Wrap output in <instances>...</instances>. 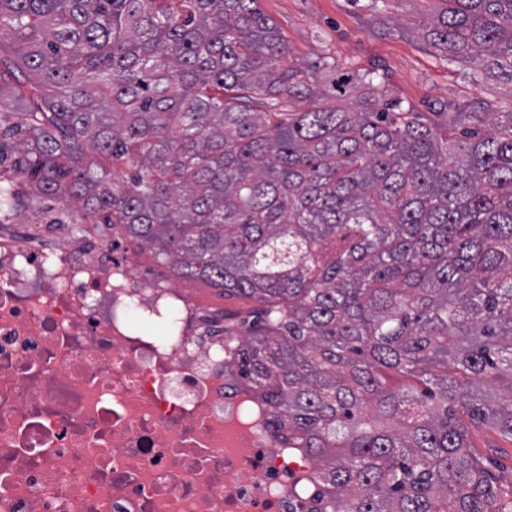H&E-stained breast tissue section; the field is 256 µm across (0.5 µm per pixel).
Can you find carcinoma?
Returning <instances> with one entry per match:
<instances>
[{
  "mask_svg": "<svg viewBox=\"0 0 512 512\" xmlns=\"http://www.w3.org/2000/svg\"><path fill=\"white\" fill-rule=\"evenodd\" d=\"M441 2L445 60L512 78V0ZM287 56L257 0H0V160L256 304L224 369L324 512H512L471 443L512 441V124L354 111L379 69Z\"/></svg>",
  "mask_w": 512,
  "mask_h": 512,
  "instance_id": "cac0c4a2",
  "label": "carcinoma"
}]
</instances>
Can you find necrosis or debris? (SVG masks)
<instances>
[{"instance_id": "1", "label": "necrosis or debris", "mask_w": 512, "mask_h": 512, "mask_svg": "<svg viewBox=\"0 0 512 512\" xmlns=\"http://www.w3.org/2000/svg\"><path fill=\"white\" fill-rule=\"evenodd\" d=\"M0 210V512H321L224 380V320L121 224Z\"/></svg>"}]
</instances>
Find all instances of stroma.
<instances>
[{"mask_svg": "<svg viewBox=\"0 0 512 512\" xmlns=\"http://www.w3.org/2000/svg\"><path fill=\"white\" fill-rule=\"evenodd\" d=\"M280 27L289 59L306 65L333 57L341 68L380 67L390 98L432 115L445 126L457 113L487 104L504 111L512 104V81L468 77L466 66L444 60L424 38L441 0H258ZM476 453L502 487L512 486V442L493 430L471 433Z\"/></svg>", "mask_w": 512, "mask_h": 512, "instance_id": "35a3bbf8", "label": "stroma"}]
</instances>
